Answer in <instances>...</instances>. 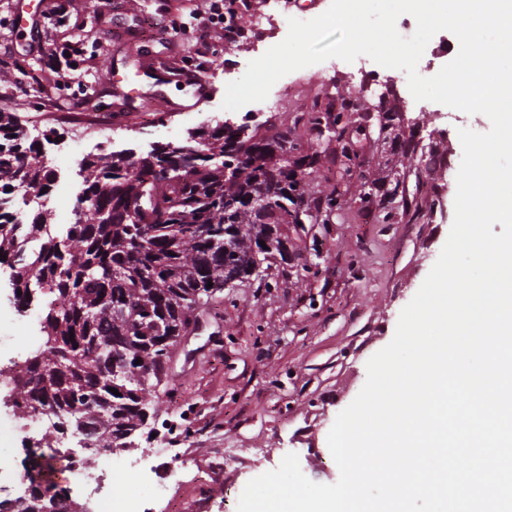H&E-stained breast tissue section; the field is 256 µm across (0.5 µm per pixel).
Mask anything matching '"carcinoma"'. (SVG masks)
<instances>
[{"mask_svg": "<svg viewBox=\"0 0 512 512\" xmlns=\"http://www.w3.org/2000/svg\"><path fill=\"white\" fill-rule=\"evenodd\" d=\"M362 111L344 98L334 122L312 118L348 161L364 129L352 125ZM1 140L11 145H0V209L14 190H47L55 177L38 160L37 144H23L11 112H0ZM183 148L173 178L159 174L170 162L165 144L134 160L101 155L84 163L87 213L61 238L41 213L28 224L0 219V263L13 271L17 300L27 301L36 288L67 297L64 307L48 304L46 340L28 357L30 377L13 379V405L60 413L98 448L132 446L154 419L152 389L163 380L170 348L196 322L195 311L224 293L225 281L254 276L255 257L288 255L281 226L310 217L296 169L316 158L303 156L294 169L282 164L276 152L288 151V137L250 133L244 123L191 133ZM228 160L234 168L226 172ZM398 198L408 205L398 180L365 196L383 210ZM129 204L134 222L117 213ZM22 238L40 242L34 256H26ZM68 500L66 487L48 490L34 480L16 512H61Z\"/></svg>", "mask_w": 512, "mask_h": 512, "instance_id": "cac0c4a2", "label": "carcinoma"}]
</instances>
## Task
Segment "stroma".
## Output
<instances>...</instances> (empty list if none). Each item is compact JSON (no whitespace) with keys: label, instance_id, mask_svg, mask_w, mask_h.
I'll use <instances>...</instances> for the list:
<instances>
[{"label":"stroma","instance_id":"stroma-1","mask_svg":"<svg viewBox=\"0 0 512 512\" xmlns=\"http://www.w3.org/2000/svg\"><path fill=\"white\" fill-rule=\"evenodd\" d=\"M200 2L142 0L137 11L127 13L121 0H69L64 37L82 39L79 67L96 89L88 97L80 82L42 69L38 43L13 36L15 15L46 22L58 0H0V40L12 39V64L0 70V112L13 113L23 134L34 124L53 129L56 141L73 129L81 133L66 151L42 146L56 170L45 194L56 234L64 233L84 194L78 159L139 157L161 144L186 142L207 117L222 113L225 57L243 67L256 59L247 39L226 48L218 28L208 54L196 55V29L210 21L197 12ZM148 18L160 26L179 20L186 28L147 39L141 29ZM146 56L214 71L210 94L191 110L145 122V102L156 93L178 101L186 97L181 87L145 73ZM108 69L114 76L110 85L103 81ZM273 89L281 94V111L251 103L239 121L261 135L287 134L291 157L316 156L306 196L313 201L336 192L342 208L313 210L301 229L284 225L287 259L271 255L261 277L225 289L200 314L197 328L173 347L155 420L164 423L181 410L187 421L184 429L161 432L151 443L157 451L151 463L167 484L153 512H173L190 499L199 501L201 512H237L246 484L277 469L290 453L310 480H338L328 433L364 386L368 360L392 340L402 309L435 264L453 224L462 158L458 131L484 133L491 127L482 114L415 110L399 91L382 99L361 94L347 71L328 66L318 73L293 71ZM325 90L357 97L373 112L400 113L395 135L431 148L435 167L427 171L419 161H399L388 141L374 138L362 141L350 169L334 164L335 138L317 135L311 123ZM364 174L404 180L414 206L394 205L390 221L378 216L365 223L373 206L360 194Z\"/></svg>","mask_w":512,"mask_h":512}]
</instances>
